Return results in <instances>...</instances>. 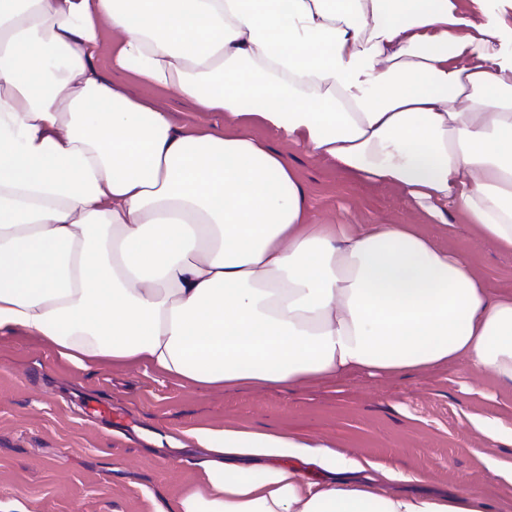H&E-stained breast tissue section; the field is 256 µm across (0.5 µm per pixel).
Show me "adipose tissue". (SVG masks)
Instances as JSON below:
<instances>
[{
  "label": "adipose tissue",
  "instance_id": "1",
  "mask_svg": "<svg viewBox=\"0 0 512 512\" xmlns=\"http://www.w3.org/2000/svg\"><path fill=\"white\" fill-rule=\"evenodd\" d=\"M112 61L224 115L174 125ZM262 125L512 252V26L454 0H0V333L79 366L210 387L461 365L512 388V290L413 224H316ZM156 512H496L460 482L396 492L326 439L198 426ZM310 464L320 474L311 479Z\"/></svg>",
  "mask_w": 512,
  "mask_h": 512
}]
</instances>
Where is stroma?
Segmentation results:
<instances>
[{"label": "stroma", "instance_id": "stroma-1", "mask_svg": "<svg viewBox=\"0 0 512 512\" xmlns=\"http://www.w3.org/2000/svg\"><path fill=\"white\" fill-rule=\"evenodd\" d=\"M97 65L134 98L167 112L180 126L220 131L224 115L202 112L172 90L156 88L113 67L110 41ZM253 136L281 150L323 224H416L443 248L464 253L494 288L512 289V252L476 236L456 209L447 223L418 210L402 188L358 182L308 148L284 142L268 127ZM465 367L399 377L356 375L304 388L213 389L168 379L152 370L112 365L78 367L49 345L15 333L0 335V512H154L195 479V448L162 440L199 424H239L324 437L340 450L455 487L460 478L488 497L512 504V484L477 456L485 439L467 416L512 422V390L485 380L464 385ZM128 415L107 424L95 406Z\"/></svg>", "mask_w": 512, "mask_h": 512}]
</instances>
